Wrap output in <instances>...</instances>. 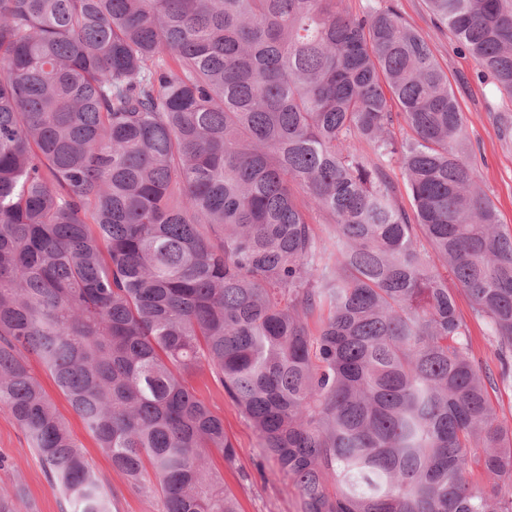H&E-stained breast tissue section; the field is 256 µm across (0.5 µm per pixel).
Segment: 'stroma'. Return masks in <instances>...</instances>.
Masks as SVG:
<instances>
[{"mask_svg": "<svg viewBox=\"0 0 512 512\" xmlns=\"http://www.w3.org/2000/svg\"><path fill=\"white\" fill-rule=\"evenodd\" d=\"M396 3L406 23L427 39L438 65L447 74L467 118L479 185L494 203L500 224L512 230V136L503 131L504 126L512 127V100L500 96L491 78H478L473 58L461 51L455 37L434 19L425 0ZM30 368L108 496L111 512H160L158 495H141L129 489L42 364L34 359ZM186 383L213 414L223 419L237 451L230 464L216 452L211 459L224 477L225 490L236 499L239 512H298V492L293 481L263 454L254 427L227 396L223 385L206 369L188 376ZM0 459L5 462L0 469V484L20 489L14 500L15 512H71L69 501L53 487L37 450L4 411H0Z\"/></svg>", "mask_w": 512, "mask_h": 512, "instance_id": "35a3bbf8", "label": "stroma"}]
</instances>
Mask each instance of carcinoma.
Segmentation results:
<instances>
[{
    "label": "carcinoma",
    "mask_w": 512,
    "mask_h": 512,
    "mask_svg": "<svg viewBox=\"0 0 512 512\" xmlns=\"http://www.w3.org/2000/svg\"><path fill=\"white\" fill-rule=\"evenodd\" d=\"M428 4L511 96L512 0ZM341 5L0 0V410L73 512L110 502L31 355L161 512H238L203 366L299 512H512V232L424 37ZM448 288L455 293L458 310L469 326L473 355L476 362L483 366L489 365L496 371L498 362L495 347L488 339L485 326L473 319L469 298L451 278H448ZM489 397L499 415L512 417V383H502L491 389L488 387Z\"/></svg>",
    "instance_id": "1"
}]
</instances>
